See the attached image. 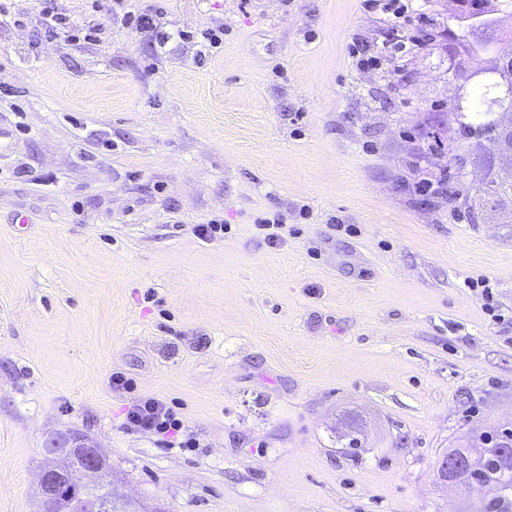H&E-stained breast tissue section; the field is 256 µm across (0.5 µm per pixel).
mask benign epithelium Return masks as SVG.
I'll list each match as a JSON object with an SVG mask.
<instances>
[{
  "label": "benign epithelium",
  "mask_w": 512,
  "mask_h": 512,
  "mask_svg": "<svg viewBox=\"0 0 512 512\" xmlns=\"http://www.w3.org/2000/svg\"><path fill=\"white\" fill-rule=\"evenodd\" d=\"M62 453L72 461V466L65 470H41L39 483V512H58V502L52 496V487L58 482L76 483L86 488L78 498L69 504L68 512H140L131 509L112 495H104L94 487L104 485L112 488V463L101 449L81 433H71L63 443H55L48 449V454ZM475 460L469 453L443 456L438 461L437 472L440 480L448 481V472L470 470Z\"/></svg>",
  "instance_id": "benign-epithelium-1"
}]
</instances>
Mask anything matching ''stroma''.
Here are the masks:
<instances>
[{
    "label": "stroma",
    "mask_w": 512,
    "mask_h": 512,
    "mask_svg": "<svg viewBox=\"0 0 512 512\" xmlns=\"http://www.w3.org/2000/svg\"><path fill=\"white\" fill-rule=\"evenodd\" d=\"M0 21V512H36L49 436L87 435L155 512H477L437 464L512 428V224L422 205L428 133L499 58L453 0L422 43L364 0H57L92 43ZM223 28L212 48L193 32ZM168 34L158 45L157 33ZM376 56L362 67L359 56ZM224 237L201 239L212 218ZM278 218L281 238L259 234ZM486 280L492 319L471 281ZM163 400L190 448L126 426ZM355 423L350 449L345 423ZM112 2V15L116 20L120 19L122 25L128 29L135 30L140 33L154 32L157 29V21L155 16L134 11L130 7L131 0H110Z\"/></svg>",
    "instance_id": "35a3bbf8"
}]
</instances>
